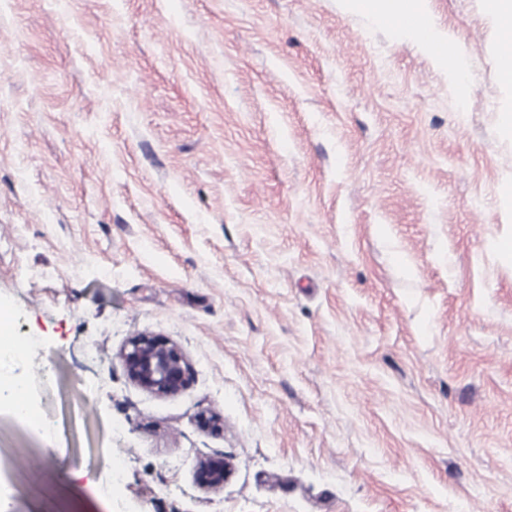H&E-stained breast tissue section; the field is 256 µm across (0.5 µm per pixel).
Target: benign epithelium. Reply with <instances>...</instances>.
Returning a JSON list of instances; mask_svg holds the SVG:
<instances>
[{"label": "benign epithelium", "instance_id": "1", "mask_svg": "<svg viewBox=\"0 0 512 512\" xmlns=\"http://www.w3.org/2000/svg\"><path fill=\"white\" fill-rule=\"evenodd\" d=\"M122 358L127 377L141 389L158 397L176 395L185 384L186 366L179 349L140 335L129 340ZM197 475L202 485L216 489L224 485L229 467L222 459L199 462Z\"/></svg>", "mask_w": 512, "mask_h": 512}]
</instances>
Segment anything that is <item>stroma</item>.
Segmentation results:
<instances>
[{
    "label": "stroma",
    "instance_id": "stroma-1",
    "mask_svg": "<svg viewBox=\"0 0 512 512\" xmlns=\"http://www.w3.org/2000/svg\"><path fill=\"white\" fill-rule=\"evenodd\" d=\"M423 7L464 80L352 0H8L9 512H108L118 468L123 512H512V87L482 0ZM122 358L127 377L158 397L176 395L185 384L186 366L174 345L140 335L129 340ZM17 377L4 379L1 377L0 380V404H6L11 411L21 420H24L29 416V402H21L16 404L11 397V389L13 384L17 381ZM197 475L202 485L216 489L224 485L229 475V467L223 459H209L199 462Z\"/></svg>",
    "mask_w": 512,
    "mask_h": 512
}]
</instances>
